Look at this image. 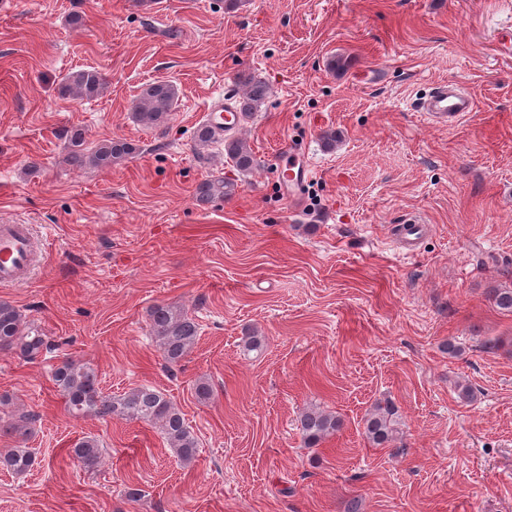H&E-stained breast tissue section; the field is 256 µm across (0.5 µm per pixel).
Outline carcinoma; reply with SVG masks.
Wrapping results in <instances>:
<instances>
[{"instance_id": "carcinoma-1", "label": "carcinoma", "mask_w": 512, "mask_h": 512, "mask_svg": "<svg viewBox=\"0 0 512 512\" xmlns=\"http://www.w3.org/2000/svg\"><path fill=\"white\" fill-rule=\"evenodd\" d=\"M106 76L94 67L68 73L61 81L59 92L63 96L94 98L101 94ZM244 86L241 101L243 117L249 118L269 95L268 86L252 77L239 78ZM176 99L174 86L166 81L144 85L134 106L135 121L145 128L161 124L171 111ZM71 150L68 161L75 167L109 168L120 164L137 152V147L124 138L105 140L91 149L83 147L81 130L70 134ZM224 154L239 174L251 172L258 160L244 139L224 134ZM238 180L231 177L208 179L197 187L196 199L207 203L215 199L234 196ZM150 334L161 352L165 364H180L190 353L199 336V323L184 309L156 304L150 309ZM48 348L45 337L36 330H25L24 317L12 303L0 300V349H16L27 358H34ZM54 385L63 397L66 410L75 417L109 416L121 420H138L157 427L178 459L186 466L197 457L198 441L187 426L183 413L166 395L149 386H139L113 397L102 395L97 374L89 365L65 358L52 372ZM36 419L31 413H21L6 423V430L23 434ZM304 444L317 448L334 436L341 427L340 419L319 408L306 410L299 420ZM364 434L377 448H384L397 440L398 421L391 404H378L365 419ZM72 456L88 469L96 468L102 457L100 442L93 436H84L71 448ZM33 465L32 451L28 448L0 450V467L23 474Z\"/></svg>"}]
</instances>
